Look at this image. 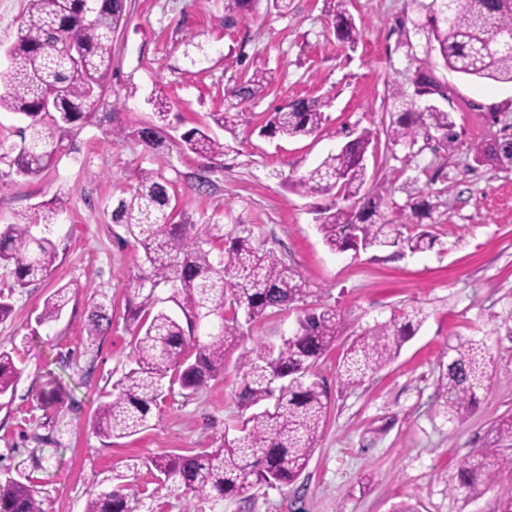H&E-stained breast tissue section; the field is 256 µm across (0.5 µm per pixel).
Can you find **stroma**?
<instances>
[{"label":"stroma","instance_id":"obj_1","mask_svg":"<svg viewBox=\"0 0 512 512\" xmlns=\"http://www.w3.org/2000/svg\"><path fill=\"white\" fill-rule=\"evenodd\" d=\"M337 6V0H292L288 14L279 15L257 0L250 14L228 20L224 0H125L107 91L35 178L10 168L7 156L21 142L23 122L0 112V228L39 223L41 203L57 196L66 202L50 227L58 257L48 277L17 288L0 271V291L10 290L14 306L0 320V351L12 353L23 370L13 394L0 398V477L29 479L44 512H83L88 492L110 489L116 473L144 491L139 512L189 506L196 512H390L401 501L418 512H499L512 499V473L475 501L451 489L466 453L512 409V166H479L470 155L474 144L512 138V84L466 80L428 55L427 34L416 27L424 16L421 0H349L358 28L352 48L330 30ZM426 62L446 88L433 104L455 121L458 141L448 152L433 130L420 132L410 150L391 146L384 135L393 90L413 93L414 74ZM260 68L274 75L269 89L230 105L236 82ZM157 95L170 103L160 162L138 138L116 141L110 133L116 123L130 129L150 123L149 100ZM314 97L330 102L315 135H260L272 112ZM225 110L234 117L228 130L214 121ZM194 127L230 142L233 152L216 158L185 152L181 136ZM365 128L379 135L366 164L386 219L411 222V204L429 197L436 206L426 226L431 249L334 254L317 218L341 206V198L289 189V178L336 152L349 131ZM152 168L167 180L171 202L187 222L208 226L215 247L235 225L246 224L256 246L305 277L303 304L245 326L247 348L280 344L306 307L340 311L347 340L405 305L427 315L399 356L357 388L340 384L338 351L319 362L315 372L330 411L318 448L292 485L255 488L232 501L192 500L145 464L157 454L212 450L246 418L232 361L197 393L177 389L166 396L143 433L107 439L95 430L100 405L130 367L124 284L143 256L113 223L112 203L136 184L140 170ZM201 175L209 185L198 192ZM65 284L71 301L61 319L39 324L45 299ZM104 299L112 303V327L92 341L88 316ZM459 336L484 339L495 367L476 407L450 420L436 389L448 346ZM53 376L62 383L63 405L47 425L36 394Z\"/></svg>","mask_w":512,"mask_h":512}]
</instances>
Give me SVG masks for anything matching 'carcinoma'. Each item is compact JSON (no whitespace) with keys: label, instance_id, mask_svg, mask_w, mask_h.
Segmentation results:
<instances>
[{"label":"carcinoma","instance_id":"obj_1","mask_svg":"<svg viewBox=\"0 0 512 512\" xmlns=\"http://www.w3.org/2000/svg\"><path fill=\"white\" fill-rule=\"evenodd\" d=\"M124 0H27V19L5 51L10 61L7 82L0 91V110L26 122L20 129L21 146L12 166L15 174L37 177L63 150V137L83 122L87 102L104 91L112 67V34ZM346 0H338L333 28L338 40L352 45L356 26ZM425 25L444 66L471 79L512 83V0H429L423 5ZM62 43L84 50L80 64L59 51ZM273 82L272 72L254 70L240 78L230 97L253 100ZM414 95L392 92L394 113L386 128L387 141L413 148L419 130L442 133L441 145L455 148L451 113L431 106L421 110L416 98L443 95V85L432 69L416 72ZM156 121L134 132L157 161H162L163 132L169 117L167 99L150 100ZM329 106L322 98H299L288 110L272 113L263 132L270 137L307 136L318 132ZM186 149L196 155L219 157L232 147L207 132L194 129L182 135ZM373 133L363 130L336 153L292 180L303 194L337 191L347 205L325 210L318 229L335 253L404 246L412 252L432 248L426 231L403 232L381 211L382 196L361 193L366 183V157ZM479 166L512 165V139H496L471 148ZM66 209L59 197L42 210L49 229ZM165 180L155 169L143 170L129 195L112 203V223L123 225L140 244L146 268L126 285L129 302L125 326L134 341L133 366L124 372L117 393L103 403L95 419L106 438H126L150 427L152 407L165 387L179 385L191 394L224 374L230 353L251 324L291 308L307 292L297 267L274 252L255 246L244 224L215 249L210 238L193 224L177 221ZM32 224H9L0 230V268L18 285L41 281L57 259L55 243L37 235ZM168 287L169 300L181 310L175 315L157 307V290ZM70 302L68 286L57 288L45 301L38 323L60 319ZM112 306L94 304L86 325L95 337L112 323ZM425 320L417 306H404L356 337L338 365L342 386L352 389L394 360L403 344ZM344 322L337 310L315 307L303 311L296 332L277 347L250 351L238 357L240 407L250 411L237 435L224 438L212 450L191 456L157 455L146 460L164 480L195 497L224 501L240 497L257 485H292L306 469L322 436L329 413L328 396L317 380L318 362L336 346ZM494 357L481 339L457 337L448 345V363L442 367L437 394L445 416L468 414L490 380ZM22 369L8 352H0V397L14 389ZM46 423L62 403L58 384L50 381L39 395ZM512 472V412L492 422L482 446L469 451L456 474L453 490L465 500L482 497L503 473ZM117 480L111 490L89 493L84 512H137L140 492ZM0 512H43L39 491L31 482L0 481Z\"/></svg>","mask_w":512,"mask_h":512}]
</instances>
